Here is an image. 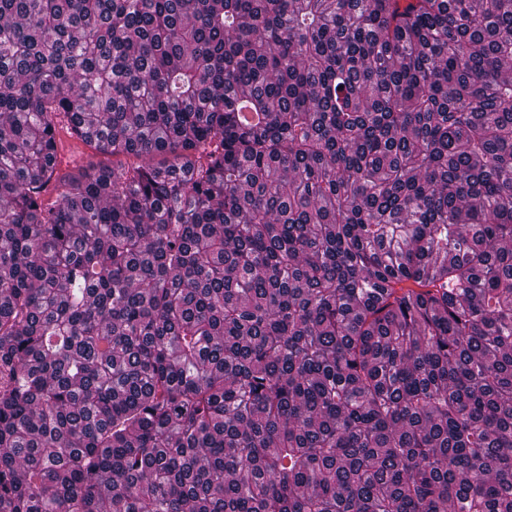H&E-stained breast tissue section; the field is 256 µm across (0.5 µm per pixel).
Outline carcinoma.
<instances>
[{"label": "carcinoma", "mask_w": 512, "mask_h": 512, "mask_svg": "<svg viewBox=\"0 0 512 512\" xmlns=\"http://www.w3.org/2000/svg\"><path fill=\"white\" fill-rule=\"evenodd\" d=\"M0 512H512V0H0Z\"/></svg>", "instance_id": "carcinoma-1"}]
</instances>
